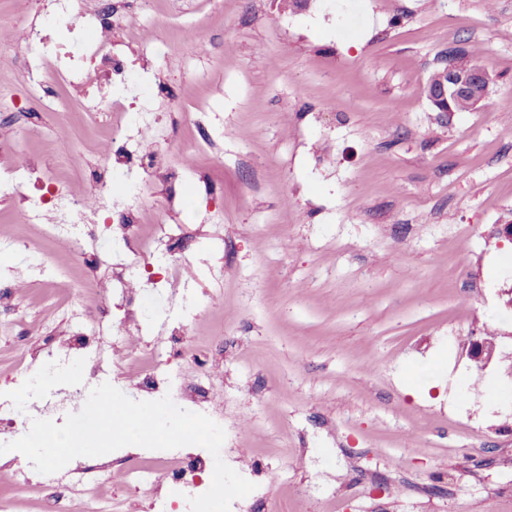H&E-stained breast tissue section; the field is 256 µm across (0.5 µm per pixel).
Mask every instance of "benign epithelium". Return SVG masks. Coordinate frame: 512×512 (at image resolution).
I'll list each match as a JSON object with an SVG mask.
<instances>
[{"label":"benign epithelium","instance_id":"obj_1","mask_svg":"<svg viewBox=\"0 0 512 512\" xmlns=\"http://www.w3.org/2000/svg\"><path fill=\"white\" fill-rule=\"evenodd\" d=\"M462 54L444 53L440 67L444 78L440 85L429 92L430 102L440 112H455L456 105L462 104L466 110L474 111L484 105L489 98L493 82L490 74L482 67L464 62ZM495 351V343L482 340L472 344L469 356L477 362L487 363Z\"/></svg>","mask_w":512,"mask_h":512}]
</instances>
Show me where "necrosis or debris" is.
Returning a JSON list of instances; mask_svg holds the SVG:
<instances>
[{
  "label": "necrosis or debris",
  "instance_id": "obj_1",
  "mask_svg": "<svg viewBox=\"0 0 512 512\" xmlns=\"http://www.w3.org/2000/svg\"><path fill=\"white\" fill-rule=\"evenodd\" d=\"M78 9L77 0H54L52 11L42 25L27 30L25 47L18 59L19 65L32 75L27 88L31 107L52 108L50 88L56 81L84 89L80 102L86 121L103 128L104 141L100 147V164L104 175L93 197L73 193L68 182L50 179L48 186L54 200L57 216L54 223H47L43 197L24 195L25 207L20 214L23 224L39 227L42 235L56 244H66L70 263L63 264L56 258L38 255L34 272L38 278L50 282L63 292L62 298L52 305L53 312L64 313L75 328L73 346L54 351L55 362L64 363L72 351L90 355L98 352L100 338L104 333L103 322L109 310L105 308L95 288L89 283L75 281L72 268L91 262L86 250L85 225L94 223L97 215L112 210V185L126 171L136 170L135 183L129 184L125 192L126 214L120 221L124 236L133 240L135 256L132 262L131 280L138 287H147L143 275L157 260H164L168 275H175L182 258L175 250L177 243L188 235L186 225L176 223L170 209L161 207L148 236H141L139 223L151 201L150 177L154 170L163 167L171 151L181 153V171H191L198 154H210L220 150L224 142L223 129H214L202 141L189 146L177 147L168 142L152 154L144 155L140 147L146 134L155 132L157 116L153 110L155 83L153 78H136L130 67L129 44H143L139 28L128 26L126 43L113 41L112 29L126 24V14L118 12L115 4H107L101 10L86 13L85 38L80 49L72 46H55L46 34V29L71 27ZM98 70L106 82L136 81L139 86L141 107L130 110L124 102L113 99L111 92L91 90L89 74ZM31 130L22 121H14L8 136L0 137V184L22 192L27 179L38 173L39 159H47L53 165L74 166L81 162L80 153L66 155L57 150L55 137L43 140L39 155L27 151ZM184 356V350L170 346L153 356L146 373L144 391L154 397L171 396L175 404H182L181 386L172 367ZM211 464L209 453L203 448H185L172 456L166 470L135 464L113 470L105 466H85L80 480L84 497L82 512H112V499L108 495L110 485L118 483L138 492L154 486L160 476H167L170 483L181 486L188 492L203 490L202 475Z\"/></svg>",
  "mask_w": 512,
  "mask_h": 512
}]
</instances>
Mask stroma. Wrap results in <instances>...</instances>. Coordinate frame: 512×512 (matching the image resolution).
Instances as JSON below:
<instances>
[{"mask_svg":"<svg viewBox=\"0 0 512 512\" xmlns=\"http://www.w3.org/2000/svg\"><path fill=\"white\" fill-rule=\"evenodd\" d=\"M43 5L0 0L14 47ZM158 32L140 62L160 76L161 138H199L218 113L224 151L203 154L176 187L151 184L188 224V262L126 319L136 352L75 357L73 379L105 378L134 400L156 342L178 335L190 375L204 360L210 408L244 453L231 467L268 512H512V0H138ZM493 78L486 104L437 111L425 87L443 51ZM102 130L72 123L60 153L82 151L74 192L96 191ZM221 204V220L208 210ZM221 233L224 252L213 251ZM79 269L122 300L123 244L87 231ZM223 267L224 305L190 316ZM25 253L0 254V400L25 421L55 419L67 387L22 401L16 366L36 371L73 333L32 316L55 290L33 286ZM495 332L487 364L468 355Z\"/></svg>","mask_w":512,"mask_h":512,"instance_id":"35a3bbf8","label":"stroma"}]
</instances>
